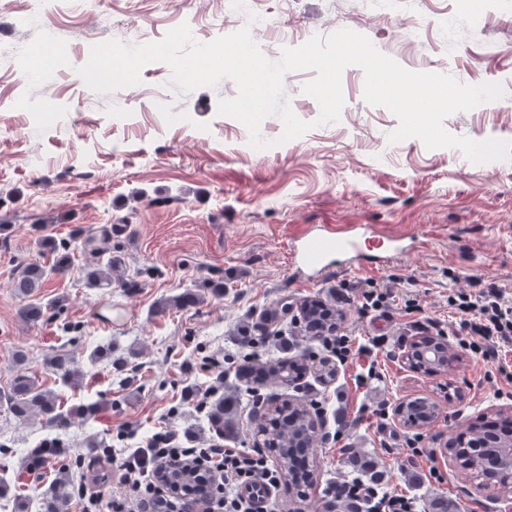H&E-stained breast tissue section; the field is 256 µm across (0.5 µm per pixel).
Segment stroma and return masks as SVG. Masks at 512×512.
Returning <instances> with one entry per match:
<instances>
[{"mask_svg": "<svg viewBox=\"0 0 512 512\" xmlns=\"http://www.w3.org/2000/svg\"><path fill=\"white\" fill-rule=\"evenodd\" d=\"M224 4L51 0L48 12L31 18L27 0H0V221L7 225L0 232V389L21 350L61 403L100 405L93 418L62 431L0 410V480L37 504L55 472L26 471L23 460L54 438L63 444L61 462H78L71 480L105 472L107 491L116 492L111 464L87 454L89 436L114 446L129 424L136 433L122 442L128 448L144 446L159 430L181 440L212 439L196 403L215 382L205 365L214 356L223 363L224 399L235 416L225 447H255L256 419L274 402L296 397L323 404L316 483L302 499L282 485V512H328L330 484L352 477L346 463L352 448L383 472V490L414 497L419 512L445 503L460 504L461 512H512V502L478 490L442 452L470 424L512 407V385L459 344L448 307L449 294L472 277L512 299V157L477 164L457 148L429 149L416 138L389 142L398 120L365 101L364 72L356 66L342 74L339 121L325 125L317 101L301 91L314 71L287 73L291 107L313 128L284 142L281 119L268 116L260 134L270 146L262 152L252 151L241 122L217 112L219 99L236 94L232 81L179 97L166 86L169 67L155 62L143 68L141 84L99 95L73 71L92 45L109 40L156 42L183 23L208 41L235 32ZM254 8L270 21L254 40L273 61L313 35L349 29L407 70L446 73L469 85L501 83L503 98L448 116L444 128L474 141L512 142V0H398L393 14L369 12L362 0H295L289 16L279 0H255ZM40 29L65 40L70 64L31 90L12 49ZM26 93L66 106V115L37 130L32 115L16 106ZM326 224L372 225L378 235L403 238L407 252L379 267L340 266L331 255L314 280L300 279L297 241ZM105 225L121 260L111 285L86 287L82 270L90 257L75 253L71 272L49 277L40 291L43 302L61 301L59 312L23 322L13 284L27 263L51 264V255L39 252L40 235L83 238ZM131 279L137 287H128ZM211 279L222 282L221 292L207 289ZM372 285L389 289L393 302L386 314L363 317L359 296ZM187 290L199 293V302L173 306ZM309 298L340 305V331L355 344L380 334L396 339L392 354H373L377 377L359 381L363 362L355 358L337 365L328 384L310 373L294 388L269 382L240 393L235 371L246 354L263 362L303 351L323 356L319 342L291 347L276 339ZM411 298L449 333L455 361L446 375L415 372L404 358L413 337L404 313ZM164 300L170 306L158 312ZM107 342L128 359L126 371L92 363L93 349ZM57 353L82 371L78 384L63 385L46 370V358ZM407 397L432 399L439 421L416 432L394 417L369 414ZM416 434L425 454L410 462L404 448ZM434 467L441 479L431 476Z\"/></svg>", "mask_w": 512, "mask_h": 512, "instance_id": "stroma-1", "label": "stroma"}]
</instances>
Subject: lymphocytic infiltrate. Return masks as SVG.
<instances>
[{"instance_id": "lymphocytic-infiltrate-1", "label": "lymphocytic infiltrate", "mask_w": 512, "mask_h": 512, "mask_svg": "<svg viewBox=\"0 0 512 512\" xmlns=\"http://www.w3.org/2000/svg\"><path fill=\"white\" fill-rule=\"evenodd\" d=\"M448 304L460 316L455 331L462 346L484 361L497 358L499 347L512 345V301L495 284L473 281L470 290L448 297ZM102 456L114 463L122 494L89 491L86 481L72 486V495L82 504V512H147L159 487L155 472L171 460L186 461L212 476V502L216 512H258L240 494L242 485L259 480L277 488L284 475L256 448H226L219 443H180L169 431L152 434L143 448L116 451L106 448ZM341 491L352 503L365 502L369 512H417L413 497L381 491L354 478L343 482Z\"/></svg>"}]
</instances>
